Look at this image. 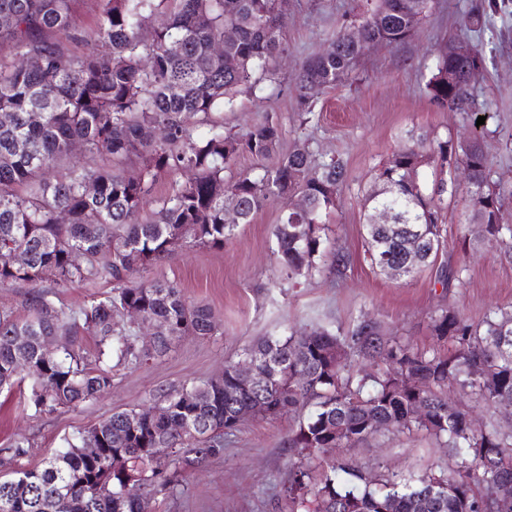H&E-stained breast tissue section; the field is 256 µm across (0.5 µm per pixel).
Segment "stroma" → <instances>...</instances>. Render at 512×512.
I'll return each mask as SVG.
<instances>
[{"label":"stroma","instance_id":"obj_1","mask_svg":"<svg viewBox=\"0 0 512 512\" xmlns=\"http://www.w3.org/2000/svg\"><path fill=\"white\" fill-rule=\"evenodd\" d=\"M476 2L435 0L432 15L409 42L367 50L348 81L319 95L312 121L304 124L292 93L302 62L322 50L343 23L360 22L374 0H286L293 54L279 66L280 83L240 96L233 109L224 110V127L241 133L269 113L280 123L281 151L305 142L318 160L336 158L344 164L347 180L326 235L350 254V265L340 274L324 268L295 281L280 278L272 235L281 216L277 202L252 223L240 225L223 248L187 246L153 262L142 279L177 284L192 301L212 309L218 331L205 338L182 337L162 359L115 368L109 393L71 409L32 415L26 381L0 394V472L42 465L64 438L112 412L149 404L158 389L210 380L225 363L243 361L245 350L265 337L315 327L342 335L367 314L428 349L436 345L429 327L434 312L449 307L478 323L489 310L512 304V259L493 243L465 253L456 247L471 231L462 200L449 202L443 226L447 260L467 266L465 287L442 290L429 269L408 282L393 280L373 269L365 255V194L376 169L411 137L464 139L475 130L470 115L437 108L424 91L433 51L450 40L484 52L486 77L475 92L488 102V162L503 186L504 221L512 224V0H496L487 24L470 31L460 19ZM309 412L305 406L276 418H247L225 437L220 457L188 472L176 491L151 500V512H284L282 484L300 461L285 441ZM20 438L28 439L29 447L16 457L11 449ZM332 455L369 475L394 472L416 479L447 475L456 462L435 438L395 429L334 449Z\"/></svg>","mask_w":512,"mask_h":512}]
</instances>
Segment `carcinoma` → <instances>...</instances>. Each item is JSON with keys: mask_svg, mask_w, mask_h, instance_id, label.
<instances>
[{"mask_svg": "<svg viewBox=\"0 0 512 512\" xmlns=\"http://www.w3.org/2000/svg\"><path fill=\"white\" fill-rule=\"evenodd\" d=\"M84 0H0V283L35 285L51 272L56 284L104 282L112 285L77 310L58 307L48 294L33 290L24 300L27 314L0 309V392L21 380L24 363L32 384L28 408L37 416L76 407L112 390V368L137 366L164 357L171 344L188 335L214 334L217 322L206 306L191 302L177 285L133 276L187 240L224 247L237 230L225 223L231 212L250 224L273 202L286 205L273 227L277 270L288 280L312 275L329 260L341 272L349 255L327 250L322 217L339 206L344 165L318 162L308 145L294 147L261 172L225 181L224 171L241 153L262 160L276 152L279 123L267 114L243 135L224 131L210 114L233 107L240 94L277 84L278 61L290 53L279 0H97L96 26L78 21ZM434 0H376L359 24L362 39L349 27L339 30L318 53L306 58L298 75L302 122L313 114L315 94L336 87L365 54V43L398 46L411 39L430 16ZM166 21L145 42L140 31L155 15ZM232 27L236 38L217 53L213 46ZM94 36L91 54L75 46ZM460 44L436 52L425 80L430 102L451 112H481L473 93L484 69L482 50L460 59ZM38 64L30 65L28 60ZM458 82L448 86V67ZM209 131L196 133L199 122ZM84 148L80 163L70 161L71 145ZM466 167L465 222L485 225L482 241L512 251V225L502 223L500 184L492 179L485 142L421 137L395 151L375 174L366 196L369 208L391 211L393 226H366L372 267L403 263L416 269L435 265L444 247L442 205L456 191L446 187L448 159ZM140 162L133 180L125 174ZM61 168L53 181L43 169ZM193 172L172 194L141 217L160 174ZM63 212L68 222H58ZM421 240L406 249L408 238ZM22 251L24 265L11 261ZM466 268H437L445 289L466 284ZM135 307L168 332L147 349L136 332L116 319ZM379 320L361 316L347 334L322 328L267 338L248 348L263 378L250 390L235 385L236 364L224 365V394L209 382L160 389L138 410L115 412L99 424L64 439V450L40 467L0 476V512H149V495L181 485L183 474L224 452V436L238 430V412L265 401L261 417L306 404L314 411L298 421L286 444L302 457L320 458L334 448L365 441L372 424L404 431L423 430L461 458L446 477H365L346 463H326L314 477L299 465L281 493L291 512H368L394 499L393 512H500L497 482L512 480V435L473 424L469 410L450 395L470 389L476 400L512 403V306L498 307L474 324L454 309L430 316L432 335L451 340V355L421 351L401 337L375 336ZM96 337L94 366L81 347ZM49 336L69 337V346L47 354ZM421 419L408 412L415 401ZM102 449L99 458L81 452L86 437ZM168 452L169 468L158 473L154 456ZM140 487L135 497L128 483Z\"/></svg>", "mask_w": 512, "mask_h": 512, "instance_id": "carcinoma-1", "label": "carcinoma"}]
</instances>
